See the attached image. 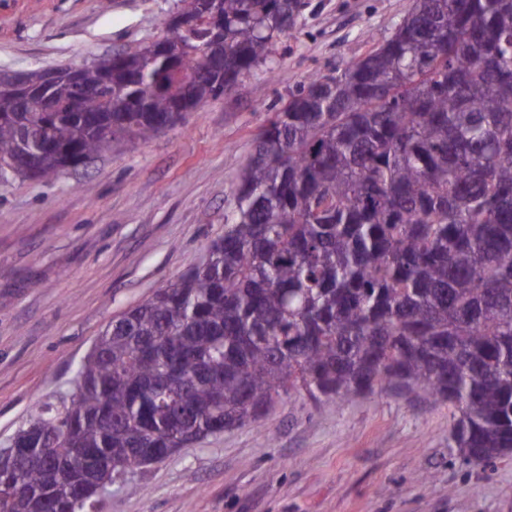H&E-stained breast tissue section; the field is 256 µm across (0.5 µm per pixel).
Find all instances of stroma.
<instances>
[{"label": "stroma", "instance_id": "35a3bbf8", "mask_svg": "<svg viewBox=\"0 0 512 512\" xmlns=\"http://www.w3.org/2000/svg\"><path fill=\"white\" fill-rule=\"evenodd\" d=\"M179 0H0V70L86 64L161 39ZM413 0H307L260 66L148 140L57 176L0 179V448L69 399L113 319L201 264L272 113L312 70L382 41ZM448 406L302 394L117 480L102 512H512V454L462 465Z\"/></svg>", "mask_w": 512, "mask_h": 512}]
</instances>
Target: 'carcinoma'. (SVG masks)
<instances>
[{"label": "carcinoma", "mask_w": 512, "mask_h": 512, "mask_svg": "<svg viewBox=\"0 0 512 512\" xmlns=\"http://www.w3.org/2000/svg\"><path fill=\"white\" fill-rule=\"evenodd\" d=\"M163 53L113 51L0 89V178H46L147 139L271 62L301 0H219L224 73L196 49L203 4ZM112 74V81L105 80ZM49 138L55 150L46 151ZM209 260L125 311L79 363L70 400L38 401L0 467V512H85L119 478L278 400L373 394L452 407L467 466L512 450V0H414L382 42L315 71L273 113Z\"/></svg>", "instance_id": "obj_1"}]
</instances>
